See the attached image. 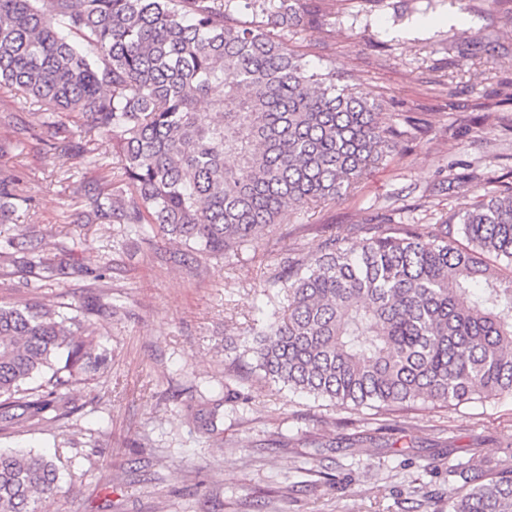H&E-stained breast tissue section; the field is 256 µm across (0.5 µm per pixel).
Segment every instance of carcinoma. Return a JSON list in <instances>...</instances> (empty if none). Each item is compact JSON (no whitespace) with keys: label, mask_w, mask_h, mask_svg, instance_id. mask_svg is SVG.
Listing matches in <instances>:
<instances>
[{"label":"carcinoma","mask_w":512,"mask_h":512,"mask_svg":"<svg viewBox=\"0 0 512 512\" xmlns=\"http://www.w3.org/2000/svg\"><path fill=\"white\" fill-rule=\"evenodd\" d=\"M254 0H0V90L40 106L62 156L94 158L116 141L112 177L84 191L75 222L157 230L201 260L251 244L291 209L343 196L396 149L370 93L331 67L313 70L265 25L234 13ZM300 8L281 0L270 24ZM204 101L216 112L206 123ZM78 117L75 129L59 121ZM0 173V220L29 203ZM361 240L325 239L269 280L283 316L252 328L244 355L264 378L354 409L461 405L512 396V186L418 232L362 223ZM69 253L24 234L0 259L35 289L75 273ZM483 286L472 299L469 288ZM112 317L101 295L0 301V410L23 402L39 424L71 413L67 392L107 365L86 318ZM448 512H512V468H463ZM60 466L0 452V512H43Z\"/></svg>","instance_id":"1"}]
</instances>
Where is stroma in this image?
Listing matches in <instances>:
<instances>
[{"mask_svg":"<svg viewBox=\"0 0 512 512\" xmlns=\"http://www.w3.org/2000/svg\"><path fill=\"white\" fill-rule=\"evenodd\" d=\"M321 23L289 29L315 66L351 74L400 129L397 147L339 199L289 211L258 247L203 266L166 237H121L120 225L74 223L78 191L116 161L99 136L96 163L60 161L37 105L0 93V171L33 199L0 222V242L33 233L48 248L81 240V271L39 296L92 292L117 312L97 321L111 368L71 391L73 413L17 416L0 449L62 460L45 512H447L454 472L474 459L512 467V396L458 406L351 411L288 391L242 351L255 319L282 311L267 279L285 252L308 256L324 235L356 243L377 215L417 227L464 212L512 184V128L500 104L512 83V24L493 0H322ZM423 112L418 133L402 116ZM109 264L105 279L95 269ZM237 406L222 404L226 392Z\"/></svg>","mask_w":512,"mask_h":512,"instance_id":"35a3bbf8","label":"stroma"}]
</instances>
